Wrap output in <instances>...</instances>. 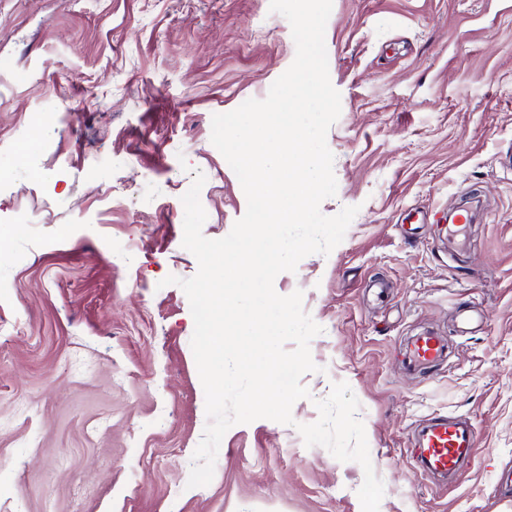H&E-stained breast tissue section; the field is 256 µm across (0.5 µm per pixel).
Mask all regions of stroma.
Returning <instances> with one entry per match:
<instances>
[{
    "instance_id": "obj_1",
    "label": "stroma",
    "mask_w": 512,
    "mask_h": 512,
    "mask_svg": "<svg viewBox=\"0 0 512 512\" xmlns=\"http://www.w3.org/2000/svg\"><path fill=\"white\" fill-rule=\"evenodd\" d=\"M270 0H0V512H362L364 471L297 424L347 383L379 512H512V0H333L325 29L341 115L326 142L359 212L329 254L274 288L322 331L295 426L233 425L214 477L188 487L207 416L188 298L198 270L182 196L202 171L205 237L247 208L212 117L264 99L292 64ZM475 200L465 239L449 212ZM438 214L433 224L417 213ZM486 313L461 331L463 304ZM434 331L448 359L406 371ZM478 436L447 480L407 451L419 421ZM403 350L408 369L418 372L431 370L448 358V338L436 332L421 333L409 337Z\"/></svg>"
}]
</instances>
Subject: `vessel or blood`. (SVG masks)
<instances>
[{
    "label": "vessel or blood",
    "mask_w": 512,
    "mask_h": 512,
    "mask_svg": "<svg viewBox=\"0 0 512 512\" xmlns=\"http://www.w3.org/2000/svg\"><path fill=\"white\" fill-rule=\"evenodd\" d=\"M447 357L448 339L435 332L409 337L404 345V362L413 371L439 367ZM476 446L473 426L436 416L415 427L411 454L421 473L448 477L470 462Z\"/></svg>",
    "instance_id": "obj_1"
}]
</instances>
